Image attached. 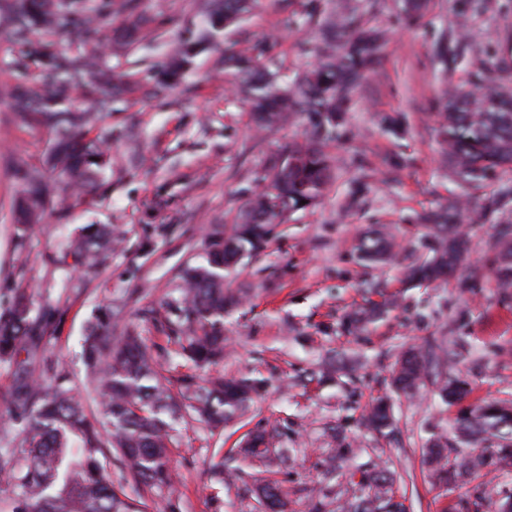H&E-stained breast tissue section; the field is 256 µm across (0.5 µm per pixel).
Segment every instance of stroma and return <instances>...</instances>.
I'll list each match as a JSON object with an SVG mask.
<instances>
[{
  "label": "stroma",
  "mask_w": 512,
  "mask_h": 512,
  "mask_svg": "<svg viewBox=\"0 0 512 512\" xmlns=\"http://www.w3.org/2000/svg\"><path fill=\"white\" fill-rule=\"evenodd\" d=\"M149 35L129 52L138 77L152 84L184 40L203 27L201 0H134ZM338 0H256L249 18L224 30L197 55L164 97L134 94L99 113L84 129L100 139L110 163L95 184L75 188L48 167L55 134L40 122L23 126L0 100V309L18 290L58 312L44 339L45 354L77 389L86 387L83 336L105 306L123 305L114 335L131 332L150 348L171 382L185 375L221 374L260 381L251 406L223 432L192 415L171 421L170 466L180 512H259V478L278 480L287 512H340L344 474L395 471L392 491L407 512H496L512 498V469L488 474L497 500L479 498L478 481L433 483L422 450L434 436L458 444L460 413L512 401V301L496 284L497 227L512 224V198L490 215L487 196L512 185V170L477 187L460 184L442 161L436 114L448 84L482 73L487 87H512V70H484L491 59L512 60V0H431L426 13L404 14L401 0H357L360 26L383 37L378 63L351 97L327 142L335 178L314 207L284 214L263 249L224 272L241 303L224 314V358L205 371L177 357L167 341L169 304L179 297V272L204 263L209 237L229 227L264 185L272 158L302 139L306 120L264 134L250 104L233 89L224 58L245 43L266 44V63L297 79L315 63L308 46L333 17ZM468 20L473 39L460 35ZM447 58H440V48ZM397 122L400 134L387 125ZM44 169L53 189L39 227L18 241L13 209L19 167ZM461 198L470 252L447 282L408 286L400 262L371 264L356 249L369 229L391 226L401 248L424 252L422 214ZM89 224H111L120 239L93 271L77 266L72 242ZM376 304L380 314L363 333L349 332L347 314ZM436 341L458 355L444 369L466 382L468 394L441 404L437 386L412 396L394 393L390 377L399 353ZM389 398L391 434L364 424L377 399ZM267 431L271 468L237 461L234 484L218 482L212 466L248 432ZM347 453L340 470L326 461L335 446Z\"/></svg>",
  "instance_id": "obj_1"
}]
</instances>
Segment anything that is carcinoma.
<instances>
[{
	"mask_svg": "<svg viewBox=\"0 0 512 512\" xmlns=\"http://www.w3.org/2000/svg\"><path fill=\"white\" fill-rule=\"evenodd\" d=\"M250 9L251 0H206L207 27L170 58L153 93H162L183 76L192 58L224 30L220 23L237 24ZM100 12L89 6V0H0V26L6 14L15 16L17 22L9 25V31L21 47L19 55L5 64L16 79L6 91L15 119L21 124L36 119L55 128L49 164L81 185L94 183L106 153L78 137L77 131L90 119L87 112L69 103L70 90L81 88L82 95L97 103L101 112L111 111L120 97L140 90L132 71L136 63L121 69L109 57L87 53L86 47L102 38ZM146 26V19L138 15L113 29V42L119 49L130 46L146 36ZM358 26L357 9L351 5L325 22L315 50L316 63L298 92L288 87L287 74L259 64L265 54L261 43L224 59L238 78L237 93L252 103L258 128L285 124L305 112L311 132L304 141L281 148L270 170V182L250 199L232 224L231 234L211 237L206 264L187 266L180 273L181 297L174 307L176 321L168 341L197 369H206L224 356V311L240 301L238 294L224 287V267L235 264L240 251L257 248L243 236L240 225H256L255 237L265 239L266 226L279 216L266 209V199L280 200L284 211L304 210L318 203L334 177V164L324 143L336 135L351 93L361 85L381 49L379 38ZM71 29L80 31V40L59 47L57 39ZM30 59L39 62L40 72L27 83L24 75ZM439 116L445 158L460 183L475 186L493 170L512 168V88L488 89L479 80L451 86ZM16 180L14 212L21 238L45 210L50 185L42 171L31 167L18 169ZM461 211L455 200L439 204L429 216L423 228L432 256L423 259L412 250L405 254L411 283L432 284L461 267L469 253V239L459 224ZM498 236L495 275L503 295L509 296L512 225H498ZM114 237L112 226L91 224L82 229L74 253L82 265L91 267L112 247ZM359 250L370 262L393 257L391 240L380 230L364 235ZM122 313L120 308L101 309L84 337L89 391L102 399L101 410L91 414L87 399L44 354L43 339L55 308L44 305L34 314L32 298L23 289L0 312V363L12 368L11 412L21 423L17 453L0 456V473L20 490L12 512H148L144 496L131 498L123 485L112 481L108 459L116 458L121 479L130 478L143 489L172 495V435L164 416L172 417L185 406L212 429L220 430L251 401L239 398V392L256 390L255 382L221 376L202 384L193 376H184L178 395H173L140 337L112 336V323ZM375 314L371 308L347 315L348 330H361ZM455 356L454 349L432 343L409 349L398 359L391 384L398 391L412 393L429 380L438 382L439 397L446 403L456 393L448 391L439 369ZM364 420L380 433L394 425L384 399L369 408ZM455 426L470 446H481L491 438L498 443L474 462L464 449L450 448L440 437L430 440L425 446L427 464L446 485L460 478H476L487 466L512 462V404H484L473 418L461 417ZM232 452L244 459L266 461L265 433H255L250 446ZM394 480V474L383 471L358 484L348 482L339 491L346 497L345 512H405L391 491ZM261 488L271 491L272 512H286L285 495L277 481L266 479Z\"/></svg>",
	"mask_w": 512,
	"mask_h": 512,
	"instance_id": "cac0c4a2",
	"label": "carcinoma"
}]
</instances>
